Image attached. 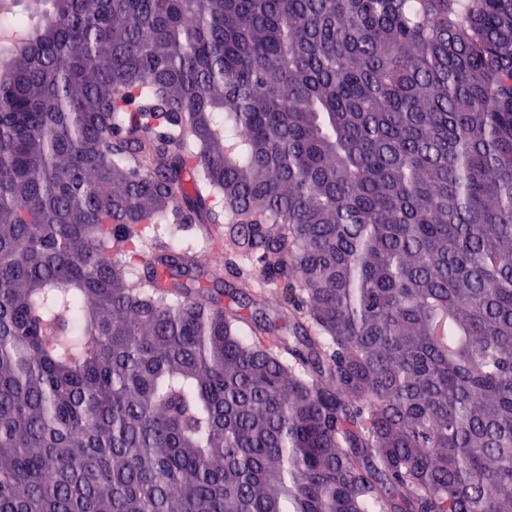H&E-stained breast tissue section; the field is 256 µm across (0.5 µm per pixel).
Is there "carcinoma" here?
I'll return each mask as SVG.
<instances>
[{
  "label": "carcinoma",
  "mask_w": 512,
  "mask_h": 512,
  "mask_svg": "<svg viewBox=\"0 0 512 512\" xmlns=\"http://www.w3.org/2000/svg\"><path fill=\"white\" fill-rule=\"evenodd\" d=\"M17 20L0 512H512V0ZM227 216L274 347L177 240L139 263Z\"/></svg>",
  "instance_id": "cac0c4a2"
}]
</instances>
